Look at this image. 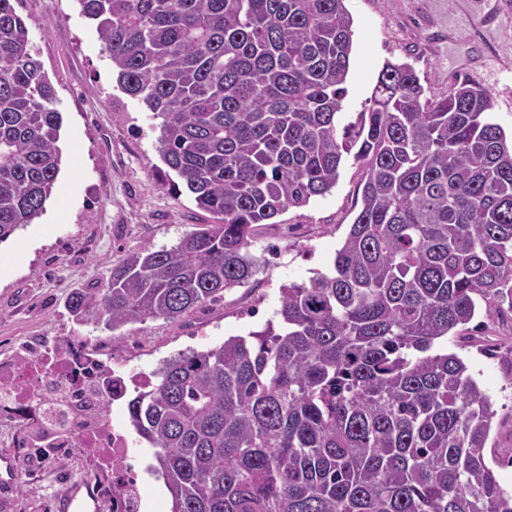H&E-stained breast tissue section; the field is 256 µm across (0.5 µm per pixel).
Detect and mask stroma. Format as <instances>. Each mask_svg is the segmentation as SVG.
Masks as SVG:
<instances>
[{
	"label": "stroma",
	"mask_w": 512,
	"mask_h": 512,
	"mask_svg": "<svg viewBox=\"0 0 512 512\" xmlns=\"http://www.w3.org/2000/svg\"><path fill=\"white\" fill-rule=\"evenodd\" d=\"M354 43L339 127L355 123L369 105L384 63L410 65L437 95L469 80L492 96L491 116L512 133V0H345ZM37 57L57 92L63 118L62 169L33 224L0 243V355L33 336H100L113 365L152 372L163 360L206 350L275 319L280 290L326 271L361 207V169L345 156L335 187L273 223L257 225L251 252L262 265L219 301L177 320L135 322L110 331L78 324L67 307L76 288L103 283L132 250L176 245L214 215L191 194L175 193L150 174L161 165L158 122L118 87L95 24L75 0H15ZM477 341L440 340L461 357L490 397L494 418L487 454L512 451V318L478 302ZM21 477L0 512H54L85 461L78 449L38 462L34 448L13 450Z\"/></svg>",
	"instance_id": "obj_1"
}]
</instances>
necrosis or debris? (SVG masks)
<instances>
[{"label": "necrosis or debris", "instance_id": "4bbe7bcc", "mask_svg": "<svg viewBox=\"0 0 512 512\" xmlns=\"http://www.w3.org/2000/svg\"><path fill=\"white\" fill-rule=\"evenodd\" d=\"M101 339L45 337L0 360V431L20 448H76L90 463L77 480L85 500L141 512V483L129 466L126 427L112 406L128 386L109 366Z\"/></svg>", "mask_w": 512, "mask_h": 512}]
</instances>
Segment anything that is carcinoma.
I'll return each mask as SVG.
<instances>
[{
	"mask_svg": "<svg viewBox=\"0 0 512 512\" xmlns=\"http://www.w3.org/2000/svg\"><path fill=\"white\" fill-rule=\"evenodd\" d=\"M116 82L159 124L167 170L217 223L126 254L68 300L82 324L175 320L257 271L256 225L363 169L332 269L281 289L280 325L181 352L128 401L171 512H512L486 458L495 412L436 349L512 312V141L491 94L434 96L386 62L355 131L336 115L353 46L343 0H77ZM56 92L0 0V243L40 218L62 165Z\"/></svg>",
	"mask_w": 512,
	"mask_h": 512,
	"instance_id": "carcinoma-1",
	"label": "carcinoma"
}]
</instances>
